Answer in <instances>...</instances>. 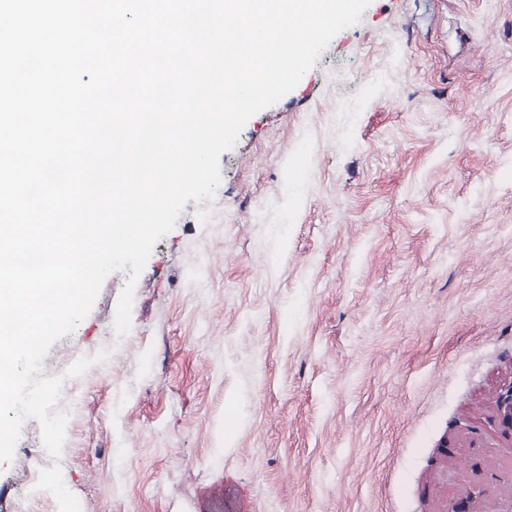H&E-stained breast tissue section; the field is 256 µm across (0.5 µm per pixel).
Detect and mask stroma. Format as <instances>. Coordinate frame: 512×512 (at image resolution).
<instances>
[{"mask_svg":"<svg viewBox=\"0 0 512 512\" xmlns=\"http://www.w3.org/2000/svg\"><path fill=\"white\" fill-rule=\"evenodd\" d=\"M220 168L129 331L118 271L44 358L65 442L24 421L8 512L56 463L81 512H512V0H371Z\"/></svg>","mask_w":512,"mask_h":512,"instance_id":"1","label":"stroma"}]
</instances>
